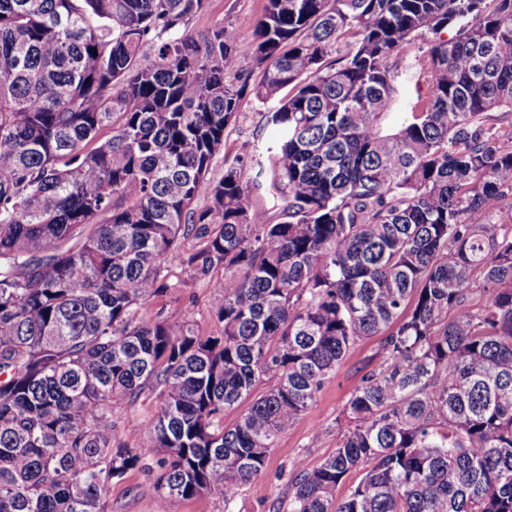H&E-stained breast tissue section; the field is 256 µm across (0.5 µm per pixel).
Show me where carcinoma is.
<instances>
[{
  "mask_svg": "<svg viewBox=\"0 0 512 512\" xmlns=\"http://www.w3.org/2000/svg\"><path fill=\"white\" fill-rule=\"evenodd\" d=\"M206 2L0 0V512L150 458L156 512L229 505L366 338L288 512H512V0ZM247 96L274 144L215 180ZM176 258L215 330L144 313ZM266 4L267 0H208L205 10L190 19L187 31L197 34L215 24L231 22L243 38L250 39ZM154 407L150 401L140 402L134 408L125 411L119 418V428L122 433H143L147 422L152 418Z\"/></svg>",
  "mask_w": 512,
  "mask_h": 512,
  "instance_id": "cac0c4a2",
  "label": "carcinoma"
}]
</instances>
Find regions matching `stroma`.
<instances>
[{
	"mask_svg": "<svg viewBox=\"0 0 512 512\" xmlns=\"http://www.w3.org/2000/svg\"><path fill=\"white\" fill-rule=\"evenodd\" d=\"M267 0H208L204 11L193 16L189 33L196 34L222 22L232 23L243 38H251L257 19L263 14ZM267 107L253 97H246L235 122L224 134V148L213 163L211 175L220 178L225 164L236 158L261 152L271 138L263 121ZM168 279L175 283L173 294L159 298L148 307L149 314L160 309H181L203 331L215 329L211 315L213 290L210 282L190 279L188 269L180 261H172ZM377 350L376 339L358 342L337 367L333 378L318 393L314 403L277 441L267 469L244 488L235 502L225 504L217 496H203L178 503L175 512H285L295 463L314 468L324 461L336 446V437L325 434L314 437L319 426L333 423L340 415L351 392L358 386L361 369ZM108 512H155L156 502L149 489L147 476L132 472L113 484L107 497Z\"/></svg>",
	"mask_w": 512,
	"mask_h": 512,
	"instance_id": "obj_1",
	"label": "stroma"
}]
</instances>
